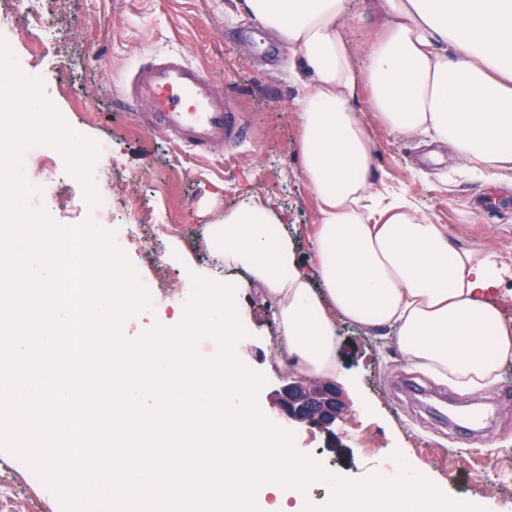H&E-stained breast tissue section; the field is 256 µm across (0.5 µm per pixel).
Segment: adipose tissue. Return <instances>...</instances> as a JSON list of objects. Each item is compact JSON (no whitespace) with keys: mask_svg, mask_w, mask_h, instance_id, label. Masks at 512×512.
I'll return each mask as SVG.
<instances>
[{"mask_svg":"<svg viewBox=\"0 0 512 512\" xmlns=\"http://www.w3.org/2000/svg\"><path fill=\"white\" fill-rule=\"evenodd\" d=\"M240 7L285 43L293 58V100L302 175L318 204L314 236L320 284L312 286L276 217L247 201L210 227L209 243L225 265L243 268L277 308L281 335L301 374L340 375L336 322L392 330L412 365L465 394L495 383L512 362V319L494 301L512 269L495 253L460 246L403 199L386 203L371 193L375 179L374 127L427 135L448 144L480 172L512 170V0H372L370 15L354 0H239ZM375 32L365 44L355 34L365 19ZM26 256L30 278L44 281L37 296L39 329L23 336L34 346L41 374L33 391L41 462L54 491L70 508L105 494L113 476L133 492L150 490L195 512L198 488L216 485L220 512H251L261 489L263 512H289L285 490L311 482L333 485L336 512H425L422 481L381 473L367 485H351L289 456L285 439L249 414L251 380L235 356L238 294L217 291L186 312L179 333L161 330L125 348L112 375L111 398L97 397L104 432L137 436L145 419L138 402L151 393L165 420L155 434L157 451L140 465L115 449L112 466L92 476L87 454L48 446L61 437L86 395L68 389L69 364L57 337L80 326L85 356L104 345L113 320L138 311L134 284L109 255L83 253L71 263L64 228L34 223L25 237L0 247V315L12 316L25 281L11 279L17 256ZM93 298L74 304L66 289L72 275ZM111 280L112 290L102 289ZM222 326L228 340L223 364L206 367L193 356L197 333ZM207 410L213 420L211 450L223 459L218 474L199 473L189 454L183 418Z\"/></svg>","mask_w":512,"mask_h":512,"instance_id":"1","label":"adipose tissue"}]
</instances>
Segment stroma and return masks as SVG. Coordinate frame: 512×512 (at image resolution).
Masks as SVG:
<instances>
[{"label":"stroma","mask_w":512,"mask_h":512,"mask_svg":"<svg viewBox=\"0 0 512 512\" xmlns=\"http://www.w3.org/2000/svg\"><path fill=\"white\" fill-rule=\"evenodd\" d=\"M54 26L37 68L50 102L41 131L25 122L0 123V141L13 152L40 146L77 169L96 157L106 172L102 183L77 177L46 180L28 168L39 195L25 194L21 206H0V231L26 232L14 213L39 219L51 212L54 225L81 224L91 200L106 192L110 212L103 224L135 228L126 236L124 274L132 280L154 277L165 266L158 303L140 308L117 324L126 345H137L155 331L181 329L171 320L170 304L179 286L193 287L194 301L208 288L223 285L224 268L209 252L210 224L252 199L278 214L305 264L317 250L316 200L298 164L297 127L287 47L234 0H39ZM181 53L206 69L216 91L234 100L251 127L249 140L231 151L214 148L198 157L173 137L146 130L139 113L122 100L129 76L155 57ZM74 128L80 146L63 148L60 135ZM374 191L406 195L433 223L447 227L459 244L493 252L512 267V175L478 174L447 145L430 137L402 135L376 126ZM236 325L237 357L256 382L250 402L262 416L275 417L273 395L288 379V345L281 336L276 308L260 285L241 291ZM343 374L338 381L349 408L331 431L300 425L288 428V445L302 454L319 452L326 469L345 482L364 484L377 472L399 467L447 491L446 512H512V363L496 384L462 395L405 360L390 331L367 330L337 321ZM411 377L447 397L449 405L499 402L493 429L461 443L402 390ZM32 411L21 397L0 406V460L12 472L27 506L46 500L48 479L32 461Z\"/></svg>","instance_id":"35a3bbf8"}]
</instances>
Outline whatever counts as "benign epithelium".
Segmentation results:
<instances>
[{
  "mask_svg": "<svg viewBox=\"0 0 512 512\" xmlns=\"http://www.w3.org/2000/svg\"><path fill=\"white\" fill-rule=\"evenodd\" d=\"M274 399L279 418L287 426L307 424L328 431L346 413L343 392L321 380L290 376Z\"/></svg>",
  "mask_w": 512,
  "mask_h": 512,
  "instance_id": "7a95c632",
  "label": "benign epithelium"
}]
</instances>
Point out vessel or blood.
<instances>
[{
	"label": "vessel or blood",
	"instance_id": "1",
	"mask_svg": "<svg viewBox=\"0 0 512 512\" xmlns=\"http://www.w3.org/2000/svg\"><path fill=\"white\" fill-rule=\"evenodd\" d=\"M126 103L142 112L149 130L195 151L236 145L243 137L241 113L215 91L207 74L180 54L155 58L135 71Z\"/></svg>",
	"mask_w": 512,
	"mask_h": 512
}]
</instances>
